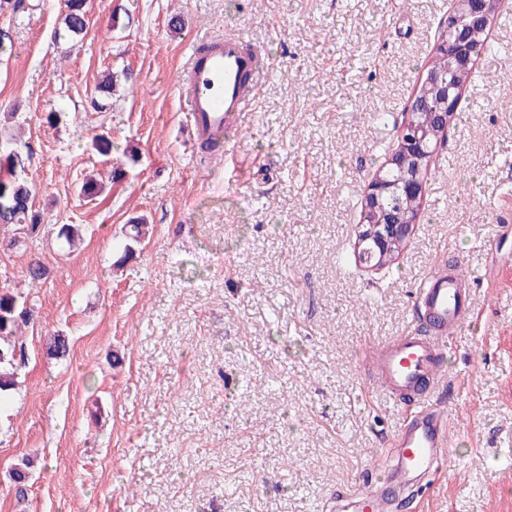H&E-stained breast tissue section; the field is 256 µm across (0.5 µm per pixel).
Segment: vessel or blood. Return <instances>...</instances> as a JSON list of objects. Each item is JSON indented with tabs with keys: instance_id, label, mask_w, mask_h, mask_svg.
<instances>
[{
	"instance_id": "vessel-or-blood-1",
	"label": "vessel or blood",
	"mask_w": 512,
	"mask_h": 512,
	"mask_svg": "<svg viewBox=\"0 0 512 512\" xmlns=\"http://www.w3.org/2000/svg\"><path fill=\"white\" fill-rule=\"evenodd\" d=\"M189 64L179 84L180 98L197 138L223 141L232 156L234 140L253 104L257 82L270 66L246 30L221 38H201L189 44ZM467 282L456 272L434 267L418 292V306L430 334H408L379 348L377 373L390 396L416 394L420 410L393 440L396 464L381 471L382 487H357L351 497L361 512H388L393 500L412 479L429 473L447 454L448 421L442 411L422 399L424 384H438L443 370L439 356L449 330L475 317L465 307Z\"/></svg>"
}]
</instances>
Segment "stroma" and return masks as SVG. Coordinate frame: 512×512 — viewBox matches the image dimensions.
Returning <instances> with one entry per match:
<instances>
[{"label": "stroma", "instance_id": "35a3bbf8", "mask_svg": "<svg viewBox=\"0 0 512 512\" xmlns=\"http://www.w3.org/2000/svg\"><path fill=\"white\" fill-rule=\"evenodd\" d=\"M454 0H60L0 12V146L14 134L37 237L0 229V290L37 311L20 395L0 403V512H357L342 491L394 464L411 398L376 345L413 331L434 265L459 266L478 322L450 335L442 467L392 512H512V0H502L392 265L358 262L369 183L396 145ZM129 15L113 27V15ZM180 17L173 29L171 17ZM247 29L271 74L233 161L195 145L176 86L192 37ZM132 82L98 91L104 70ZM68 113L51 127L50 111ZM13 120H5V113ZM108 134L112 153L92 147ZM119 179H111L113 169ZM106 181L93 201L75 190ZM151 227L129 260L123 227ZM63 224L85 241L64 249ZM39 259L47 276L30 283ZM69 336L68 356L45 342ZM35 461L26 498L9 473ZM86 3V0L63 1V24L71 36L82 35L88 28Z\"/></svg>", "mask_w": 512, "mask_h": 512}]
</instances>
